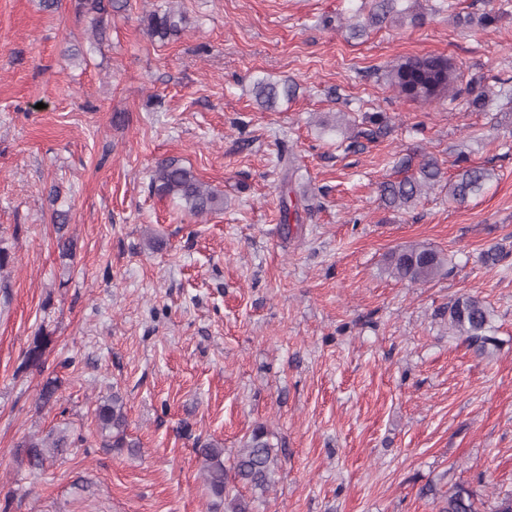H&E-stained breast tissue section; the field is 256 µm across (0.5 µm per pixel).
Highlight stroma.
Returning a JSON list of instances; mask_svg holds the SVG:
<instances>
[{
	"mask_svg": "<svg viewBox=\"0 0 512 512\" xmlns=\"http://www.w3.org/2000/svg\"><path fill=\"white\" fill-rule=\"evenodd\" d=\"M408 3L423 23L369 24L371 0H130L99 40L72 0H0V512H211L196 440L229 456L259 424L285 454L255 512H438L457 484L491 512L512 494V15L483 29L462 19L488 0ZM167 8L182 31L151 41L142 19ZM424 54L452 58L463 86L497 76L489 108L399 97L384 66ZM263 77L295 96L261 108ZM340 112L387 130L344 150ZM424 154L446 178H492L462 204L441 186L386 207L381 183ZM169 158L223 211L153 195ZM413 242L447 254V274L391 277ZM493 245L507 257L488 266ZM463 294L492 311V354L448 326ZM115 391L120 449L95 421ZM54 428L76 447L31 466L18 442ZM56 234L58 235L57 245L63 257H73L74 240L71 237H66L64 230L67 227L68 214L66 211L54 210L51 216Z\"/></svg>",
	"mask_w": 512,
	"mask_h": 512,
	"instance_id": "1",
	"label": "stroma"
}]
</instances>
